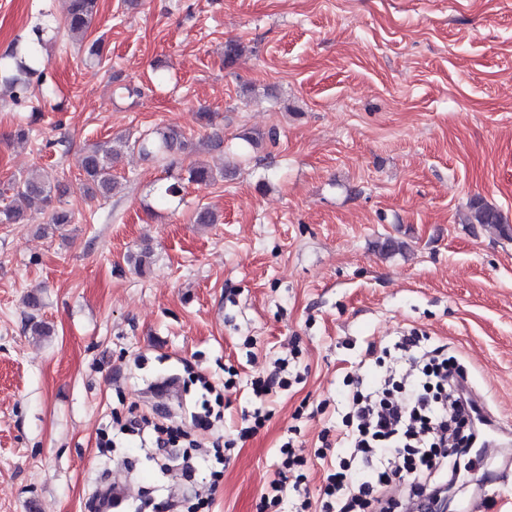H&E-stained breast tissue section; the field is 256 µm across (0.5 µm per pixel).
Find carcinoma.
<instances>
[{"label":"carcinoma","instance_id":"carcinoma-1","mask_svg":"<svg viewBox=\"0 0 512 512\" xmlns=\"http://www.w3.org/2000/svg\"><path fill=\"white\" fill-rule=\"evenodd\" d=\"M97 0H67L64 28L73 37L83 38L96 14ZM42 38L25 44V57L17 59L12 49L0 55V82L18 99L29 93V77L40 72L43 59L39 47ZM276 143L277 132L270 130L257 136L243 138L245 145L240 154L247 155L263 141ZM138 154L141 160L160 164L166 173L165 182L156 187L155 199L168 204L181 195L184 183L208 185L224 170H215L201 160L185 163L192 154L224 152V138L214 132L193 144L174 127L155 128L138 136H118L100 140L85 146L77 157V165L83 175V188L87 199H108L116 192L119 181L112 174L114 164L127 152ZM59 180L43 168H33L14 185L9 203L0 208V224H31L53 202V192ZM75 213L63 204L52 210L49 223L55 228L72 224ZM466 223L479 224L487 229L503 231L505 220L499 210L481 198L469 204Z\"/></svg>","mask_w":512,"mask_h":512}]
</instances>
